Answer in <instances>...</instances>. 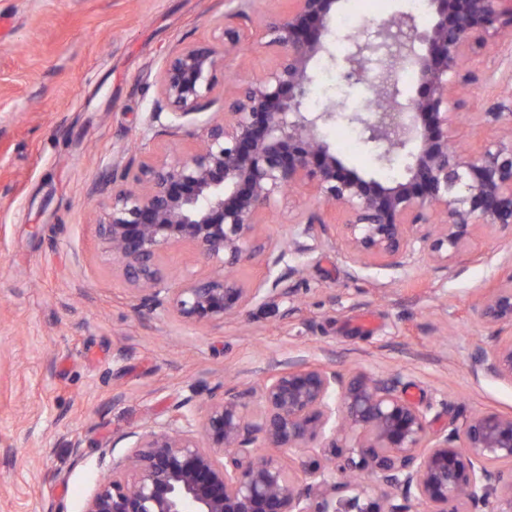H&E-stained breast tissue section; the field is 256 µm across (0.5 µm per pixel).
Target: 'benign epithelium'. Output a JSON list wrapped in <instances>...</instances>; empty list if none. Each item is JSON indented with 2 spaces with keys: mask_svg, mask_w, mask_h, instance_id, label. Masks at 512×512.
Segmentation results:
<instances>
[{
  "mask_svg": "<svg viewBox=\"0 0 512 512\" xmlns=\"http://www.w3.org/2000/svg\"><path fill=\"white\" fill-rule=\"evenodd\" d=\"M339 0H288V12L262 17L257 45L275 54L262 78L225 84L222 117L206 115L217 72L247 35L220 26L215 41L183 47L165 62L160 95L146 119L152 138L184 134L136 172L112 168L97 231L113 254L118 277L139 305L207 327L236 317L266 298H288L296 269L277 268L311 250L300 238H337L356 266L399 269L419 252L449 273L479 227L512 226V95L473 125L497 135L477 152L454 142L464 90L479 80L466 68L488 40L512 37V0H428L435 20L418 28L402 14L375 24L374 39L349 36L346 77L367 81L388 102L386 112H355L377 160L404 158V176L387 181L349 169L321 136L336 118L305 105L310 62L328 52L326 37ZM416 70V93L405 96L394 73ZM305 189L342 222L311 216L296 223L278 251L255 236L275 198ZM191 248L212 267L204 277L172 279L166 251ZM257 257L263 284L238 278ZM490 343L470 354L474 372L512 383V265L473 307ZM191 395L164 422L126 434L129 451L87 502L84 512H512V416L479 412L436 430L422 406L399 391L395 377L329 364L296 362L265 376L253 405L226 392L198 413ZM309 452L297 474L285 461Z\"/></svg>",
  "mask_w": 512,
  "mask_h": 512,
  "instance_id": "benign-epithelium-1",
  "label": "benign epithelium"
}]
</instances>
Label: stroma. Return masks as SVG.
<instances>
[{"label":"stroma","mask_w":512,"mask_h":512,"mask_svg":"<svg viewBox=\"0 0 512 512\" xmlns=\"http://www.w3.org/2000/svg\"><path fill=\"white\" fill-rule=\"evenodd\" d=\"M236 0H0V512H84L127 453L122 437L162 422L196 387L198 406L250 390L288 363L326 362L400 379L405 397L437 404L434 428L479 411L512 414V384L474 373L487 330L472 306L504 262L512 231L481 229L453 273L420 254L397 270H353L341 243L292 255L289 301L253 304L215 327L147 313L122 285L97 235L93 189L113 166L138 167L164 150L143 139L168 55L212 41L218 23L243 26ZM408 0H340L363 39ZM346 33L310 63L311 91L329 87L363 111L367 82L343 77ZM480 80L467 109L512 93V41L472 56ZM363 172L377 150L339 117L323 129ZM324 206L290 191L257 228L279 247L289 222ZM81 441L82 454L70 444Z\"/></svg>","instance_id":"stroma-1"}]
</instances>
